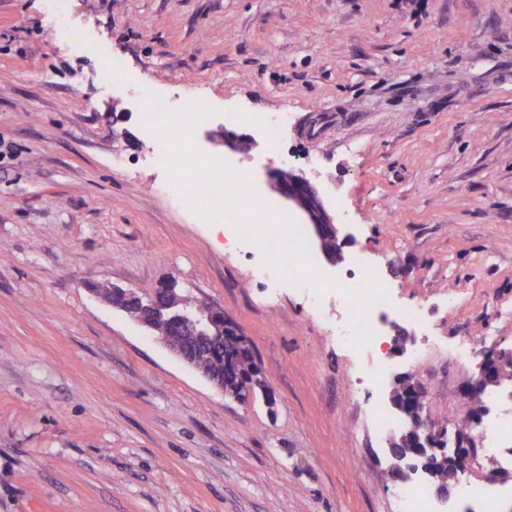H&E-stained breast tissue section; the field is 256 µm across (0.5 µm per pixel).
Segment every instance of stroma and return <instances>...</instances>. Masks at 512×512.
<instances>
[{
    "label": "stroma",
    "mask_w": 512,
    "mask_h": 512,
    "mask_svg": "<svg viewBox=\"0 0 512 512\" xmlns=\"http://www.w3.org/2000/svg\"><path fill=\"white\" fill-rule=\"evenodd\" d=\"M61 17L90 49L49 39ZM139 90L202 96V158L250 138L279 211L268 174L300 169L344 214L345 256L399 307L377 394L307 293L225 241L231 212L193 223L146 160ZM231 112L290 113L281 153ZM0 141V512H395L374 405L411 373L454 427L483 351L512 350V0H0ZM171 278L251 339L274 406L225 398L92 292Z\"/></svg>",
    "instance_id": "obj_1"
}]
</instances>
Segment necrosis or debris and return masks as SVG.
I'll return each instance as SVG.
<instances>
[{
  "instance_id": "obj_1",
  "label": "necrosis or debris",
  "mask_w": 512,
  "mask_h": 512,
  "mask_svg": "<svg viewBox=\"0 0 512 512\" xmlns=\"http://www.w3.org/2000/svg\"><path fill=\"white\" fill-rule=\"evenodd\" d=\"M208 115L207 104L200 97H187L177 110L166 100H155L153 111L144 115L153 160L173 167L172 144L177 140L184 144L186 156H194L192 133ZM170 187L188 199L200 218H209L222 207L234 210L235 221L225 225V233L238 246L265 254L269 259L265 269L269 277L284 276L293 286L308 289L316 307H323L327 300H336L343 310L336 322V339L366 363L359 384L378 386L390 373L389 357L378 352L382 338L377 318L392 308V295L373 274L360 268L346 274L339 284L329 283L307 250L299 226L289 223L272 204L253 194L243 165L216 159L193 180L172 176Z\"/></svg>"
}]
</instances>
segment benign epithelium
Segmentation results:
<instances>
[{"label": "benign epithelium", "instance_id": "7a95c632", "mask_svg": "<svg viewBox=\"0 0 512 512\" xmlns=\"http://www.w3.org/2000/svg\"><path fill=\"white\" fill-rule=\"evenodd\" d=\"M269 183L272 189L285 201L288 207L297 215L300 223L304 224L315 241V249L328 266H336L344 261L343 247L352 235L344 232L345 225L337 222L336 214L325 204L322 191L306 177L302 171L292 172L288 178H283L276 171L270 172ZM336 242V254H328L329 242ZM175 297L180 292L178 282L171 280L162 286L143 293L136 288L112 287L114 294H137L144 306L153 308L157 302V293ZM171 324L178 330L158 337L175 356L195 369L202 377L219 391H224V374L238 372L242 369L250 371L254 383L261 385L263 380L258 369V361L254 347L249 337L243 335L238 327L224 316V310L214 304H207L205 315L198 316L191 311L181 309L172 303L168 306ZM234 338L240 348V353L233 357H224L216 363V369L205 370L189 356V350H200L211 346V341L219 335ZM512 361V351H488L480 363L478 374L470 382V391L482 393L488 387L497 385L500 367ZM411 447L423 455H432L442 450L448 444L447 432L433 426L423 419V394H415L411 401ZM407 433L399 435V439H390V454L392 457L391 473L396 478H405L399 465V452L396 442H404Z\"/></svg>", "mask_w": 512, "mask_h": 512}]
</instances>
